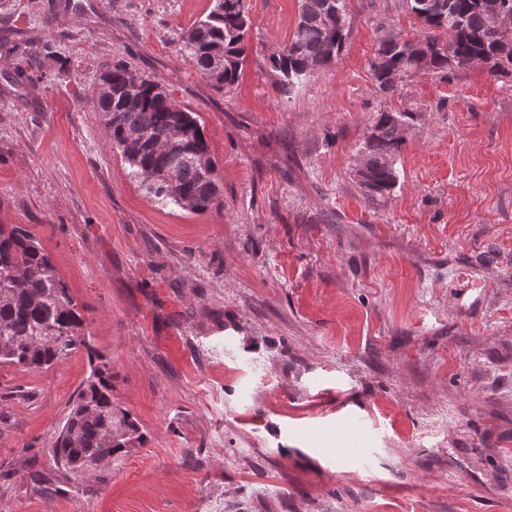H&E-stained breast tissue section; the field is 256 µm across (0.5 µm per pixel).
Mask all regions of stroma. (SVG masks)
I'll list each match as a JSON object with an SVG mask.
<instances>
[{"label": "stroma", "mask_w": 512, "mask_h": 512, "mask_svg": "<svg viewBox=\"0 0 512 512\" xmlns=\"http://www.w3.org/2000/svg\"><path fill=\"white\" fill-rule=\"evenodd\" d=\"M212 6L0 0L1 42L58 51L35 84L0 57V224L42 238L87 334L51 368L0 365V512H512V79L415 76L379 205L352 169L386 104L375 27L421 29L406 0H351L340 57L289 95L260 61L298 0H247L227 93L180 51ZM116 63L198 114L219 207L130 177L89 97ZM92 350L143 440L67 493L33 488ZM340 434L367 467L337 461Z\"/></svg>", "instance_id": "obj_1"}]
</instances>
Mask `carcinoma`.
Instances as JSON below:
<instances>
[{
  "instance_id": "cac0c4a2",
  "label": "carcinoma",
  "mask_w": 512,
  "mask_h": 512,
  "mask_svg": "<svg viewBox=\"0 0 512 512\" xmlns=\"http://www.w3.org/2000/svg\"><path fill=\"white\" fill-rule=\"evenodd\" d=\"M512 14V0H408L423 30L413 36L383 34L377 28L369 66L377 93L403 96L416 74L443 76L480 60L493 76L512 77V36L498 31L487 4ZM203 18L180 34L181 51L198 74L218 90L237 83L251 29L246 0H213ZM350 0H299L297 21L285 44L268 56L283 94H290L317 70L340 56L349 33ZM57 55L49 39L20 40L11 54L19 76L31 83L47 72L26 73L34 54ZM92 107L109 133L112 149L131 175L158 203L193 212L220 204L216 163L194 113L172 103L161 82L139 76L117 63L104 71L91 91ZM421 117L405 107L378 113L361 148L357 184L372 202L382 204L398 184L396 167L403 132ZM85 321L41 240L21 225L0 226V364L48 369L87 346ZM90 375L58 431L48 454L56 477L85 476L112 461L116 453L142 442L130 415L112 403V373L89 358Z\"/></svg>"
}]
</instances>
